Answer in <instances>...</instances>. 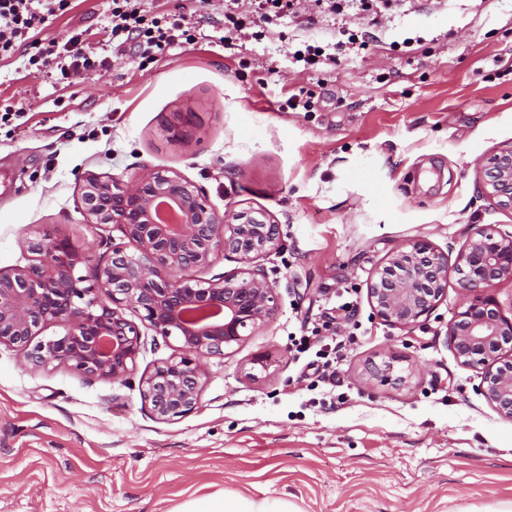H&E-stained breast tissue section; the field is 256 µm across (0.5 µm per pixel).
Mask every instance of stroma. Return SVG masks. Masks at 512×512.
<instances>
[{
  "instance_id": "obj_1",
  "label": "stroma",
  "mask_w": 512,
  "mask_h": 512,
  "mask_svg": "<svg viewBox=\"0 0 512 512\" xmlns=\"http://www.w3.org/2000/svg\"><path fill=\"white\" fill-rule=\"evenodd\" d=\"M201 36L146 70L112 48L109 0H75L44 38L87 32L106 68L62 84L29 72V47L0 58V271L31 263V239L63 235L92 263L122 242L86 223V172L133 185L175 171L216 209L266 212L281 247L260 259L280 302L272 321L209 361L192 413L169 422L139 379L176 353L143 329L126 382L25 369L0 346V512H174L213 494L280 495L300 512H499L512 502V421L448 348L455 285L412 331L374 317L367 287L387 256L423 239L456 256L471 225L512 233V211L477 188L482 158L512 143V0H404L379 21L284 20L227 49L224 0H179ZM366 41L335 66L291 63L342 32ZM312 111L285 109L299 90ZM189 121L173 134L175 113ZM347 290L349 326L323 302ZM354 332L334 385L306 364ZM269 359L254 372L256 356ZM398 357L406 380L373 378Z\"/></svg>"
}]
</instances>
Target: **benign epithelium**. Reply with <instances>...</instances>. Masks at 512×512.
Instances as JSON below:
<instances>
[{
	"label": "benign epithelium",
	"instance_id": "7a95c632",
	"mask_svg": "<svg viewBox=\"0 0 512 512\" xmlns=\"http://www.w3.org/2000/svg\"><path fill=\"white\" fill-rule=\"evenodd\" d=\"M479 189L512 210V145L482 160ZM81 200L86 223L118 224L127 242L112 244L107 261L87 276L88 256L69 238L32 240L35 262L0 273V345L25 366L124 382L141 348L135 315L156 335L180 343L179 354L139 382L157 420L180 418L200 403L206 360L275 314L277 288L253 261L280 247L279 225L263 214L215 209L202 188L174 172H149L132 188L90 172ZM219 252L239 256L244 267L208 280L183 275L208 266ZM450 270L462 305L448 324V347L461 365L480 372L486 402L512 420V316L492 293L512 282V233L471 225L451 265L425 240L393 251L367 289L373 314L413 329L442 299ZM50 327L58 331L46 334ZM370 373L403 381L392 359L371 364Z\"/></svg>",
	"mask_w": 512,
	"mask_h": 512
}]
</instances>
